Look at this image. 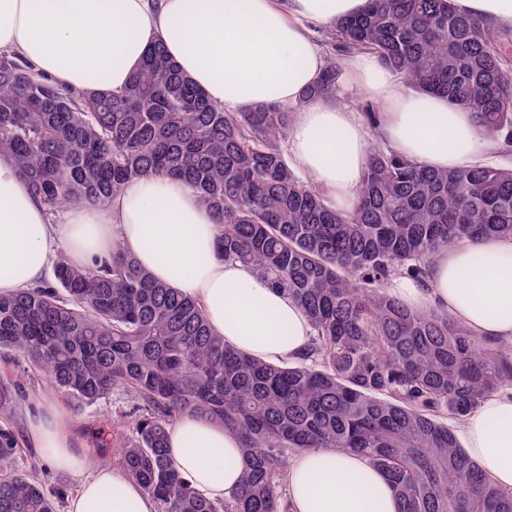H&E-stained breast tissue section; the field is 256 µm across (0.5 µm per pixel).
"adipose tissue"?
<instances>
[{"mask_svg": "<svg viewBox=\"0 0 512 512\" xmlns=\"http://www.w3.org/2000/svg\"><path fill=\"white\" fill-rule=\"evenodd\" d=\"M367 0H0V53L17 54L74 90L121 91L149 47L168 57L215 104L240 112L257 103L296 106L288 137L293 167L333 209H351L370 153L365 120L335 101L303 100L326 63L313 28L359 14ZM347 78L379 102V138L429 169L482 162L492 137L448 98L406 91L369 51L347 62ZM216 219L195 194L163 174L134 180L106 208L70 207L51 223L8 155H0V294L40 281L56 251L76 264L108 258L114 246L156 279L201 304L229 346L270 363L294 360L310 322L287 293L254 269L216 259ZM390 291L418 311L448 313L474 336L512 349V239L463 240L439 251L424 278H394ZM466 452L495 484L512 491V391L485 399L462 423ZM28 438L57 471L86 470L71 419L40 401ZM168 450L194 489L221 501L240 485V439L210 420L180 416ZM66 512H156L121 467L87 470ZM289 512H397L386 476L359 454L299 453L286 472Z\"/></svg>", "mask_w": 512, "mask_h": 512, "instance_id": "adipose-tissue-1", "label": "adipose tissue"}]
</instances>
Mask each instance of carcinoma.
I'll return each mask as SVG.
<instances>
[{
	"mask_svg": "<svg viewBox=\"0 0 512 512\" xmlns=\"http://www.w3.org/2000/svg\"><path fill=\"white\" fill-rule=\"evenodd\" d=\"M345 50L368 47L415 92L447 97L490 136L512 141V69L489 25L452 0H368L333 24ZM328 62L305 97L336 98ZM294 109L226 112L149 48L115 94L76 91L0 55V153L54 213L103 206L149 172L184 183L212 211L216 255L248 263L288 292L313 329L298 362L272 364L224 344L197 301L129 254L91 265L59 256L53 281L0 295V512H57L28 472L17 415L44 378L76 414L123 393L136 401L120 463L156 512H288L286 449L340 448L381 470L399 512H512L444 417L462 418L512 387V351L388 293L460 240L512 238V169L429 170L372 147L355 206L333 210L279 143ZM185 413L240 435L242 479L222 502L200 497L166 452Z\"/></svg>",
	"mask_w": 512,
	"mask_h": 512,
	"instance_id": "carcinoma-1",
	"label": "carcinoma"
}]
</instances>
